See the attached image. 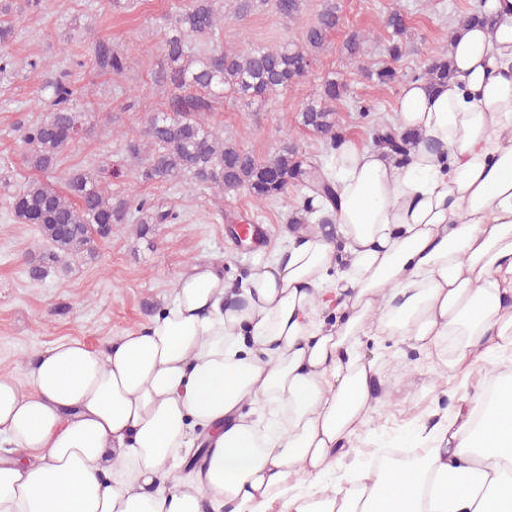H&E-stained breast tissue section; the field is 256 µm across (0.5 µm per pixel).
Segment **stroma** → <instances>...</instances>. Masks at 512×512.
I'll list each match as a JSON object with an SVG mask.
<instances>
[{
	"label": "stroma",
	"mask_w": 512,
	"mask_h": 512,
	"mask_svg": "<svg viewBox=\"0 0 512 512\" xmlns=\"http://www.w3.org/2000/svg\"><path fill=\"white\" fill-rule=\"evenodd\" d=\"M330 1L342 24L329 35L305 78L271 94L261 107L230 96L216 103L207 120L226 139L260 158L287 145L303 157L329 158L327 140L303 128L299 112L318 97L330 75L347 86L335 103L338 132L373 146L378 123L393 119L403 83L445 49L448 28L477 2L303 0L300 21L289 23L269 5L240 19L234 14L237 0H219L221 22L215 40L233 50L255 43L301 42L306 25ZM137 2L131 10L120 0H44L39 11L13 16L9 50L16 75L0 81V183L18 186L35 178L19 128L45 117L44 86L55 71L66 69L80 103L90 112L82 138L64 154L61 170L110 163L115 173L112 191L128 199L131 209L144 202L160 203L172 208L177 219L154 225L144 237L125 225L111 239L96 241L95 258L65 260L36 282L27 272L28 254L45 242L36 225L15 219L9 194L0 187V374L24 377L35 353L61 339L98 344L141 328L171 300L178 274L191 263L223 262L225 277L241 280L250 272L256 249L282 246L289 216L304 202L297 187L290 188L287 197L259 206L245 194L227 196L184 183L140 180L126 144L142 140L147 118L163 106V28L186 0ZM395 7L403 9L408 31L402 38L403 55L394 62L396 79L381 84L366 72L390 61L383 21ZM367 31L374 32V41L360 57L350 58L346 40ZM98 41L112 43L122 54L121 73L93 69L89 48ZM239 224L263 227L260 246L239 242L234 233ZM362 351L380 359L379 402L359 433L355 454L344 460L349 469L367 465L380 449L409 446L418 414H426L432 425L455 403L449 393L456 383L454 373L425 351L377 336L363 338Z\"/></svg>",
	"instance_id": "1"
}]
</instances>
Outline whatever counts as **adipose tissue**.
<instances>
[{"instance_id":"obj_1","label":"adipose tissue","mask_w":512,"mask_h":512,"mask_svg":"<svg viewBox=\"0 0 512 512\" xmlns=\"http://www.w3.org/2000/svg\"><path fill=\"white\" fill-rule=\"evenodd\" d=\"M461 28L452 76L402 85L406 161L341 138L323 221L236 284L188 265L147 326L0 374V512H512V378L491 371L427 448L320 486L370 421L394 336L470 375L512 349V0Z\"/></svg>"}]
</instances>
